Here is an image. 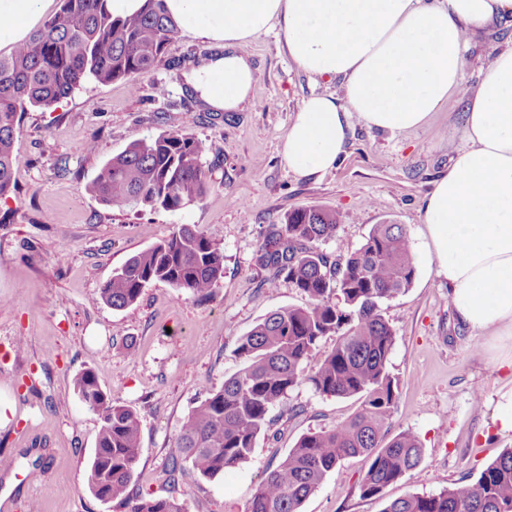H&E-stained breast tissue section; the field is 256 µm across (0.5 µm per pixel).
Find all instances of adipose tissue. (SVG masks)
<instances>
[{"mask_svg": "<svg viewBox=\"0 0 512 512\" xmlns=\"http://www.w3.org/2000/svg\"><path fill=\"white\" fill-rule=\"evenodd\" d=\"M53 0H0V49L24 42ZM181 29L222 48L197 85L213 109L250 99L255 70L246 45L280 26L288 55L342 94L303 99L281 156L299 178L335 168L354 125L388 133L426 126L449 99L462 105L448 172L424 201L428 251L418 255L448 284L461 322L485 336L512 335V37L465 72L469 47L512 23V0H165Z\"/></svg>", "mask_w": 512, "mask_h": 512, "instance_id": "ef3b65f1", "label": "adipose tissue"}]
</instances>
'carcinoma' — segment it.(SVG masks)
Returning <instances> with one entry per match:
<instances>
[{"mask_svg":"<svg viewBox=\"0 0 512 512\" xmlns=\"http://www.w3.org/2000/svg\"><path fill=\"white\" fill-rule=\"evenodd\" d=\"M105 3L61 0L26 41L0 55V198L16 190L14 142L24 112L54 109L88 80L108 83L149 73L180 31L164 0H145L141 12L123 20L112 18ZM206 152L205 142L180 133L138 140L106 161L84 191L110 206L179 210L208 190ZM339 225V214L321 206L295 209L271 225L257 262L272 269L270 283H289L308 303L278 309L238 338L234 353L243 367L182 420L178 454L168 468L172 483L186 464L211 480L245 462L257 437L273 425L271 412L302 384L320 395L358 397L360 410L329 430L299 438L265 472L248 512H301L306 498L348 457L369 459L359 489L371 498L383 497L420 464L423 448L411 432L386 438L398 386L388 371L395 334L381 305L414 281L410 240L400 224H377L359 248L331 263L317 244L336 236ZM223 275L224 249L196 225L183 224L113 271L99 298L123 309L146 286L163 282L205 300ZM327 336L336 337V345L307 371L309 357ZM74 390L99 420L85 475L89 492L111 512H186L174 493L145 497L133 491L143 451L139 413L113 404L90 370L77 374ZM383 512H512V450L475 479L437 494L395 499Z\"/></svg>","mask_w":512,"mask_h":512,"instance_id":"cac0c4a2","label":"carcinoma"}]
</instances>
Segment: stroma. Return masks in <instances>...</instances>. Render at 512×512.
Listing matches in <instances>:
<instances>
[{"label": "stroma", "instance_id": "obj_1", "mask_svg": "<svg viewBox=\"0 0 512 512\" xmlns=\"http://www.w3.org/2000/svg\"><path fill=\"white\" fill-rule=\"evenodd\" d=\"M253 95L233 112L214 111L194 74L218 49L180 31L154 69L136 81L86 82L55 110L26 112L15 143L16 194L0 200V403L12 412L0 427V512H107L84 476L99 421L74 392L91 370L114 402L142 421V455L133 488L176 491L186 512H246L265 470L298 439L333 428L361 403L302 385L273 413L276 438L259 436L250 457L224 477L184 470L170 488L167 465L184 416L198 397L219 389L242 363L234 349L271 312L305 305L288 283L272 287L255 263L269 225L308 206L336 210L335 238L319 251L340 259L378 224L403 225L413 251L428 241L423 201L448 169V133L461 109L448 102L420 129L392 135L355 125L335 169L294 176L280 151L293 115L311 93L340 92L312 80L290 60L279 30L252 40ZM179 132L205 141L210 188L176 211L107 206L84 182L132 142ZM95 151H85L87 141ZM194 224L224 249V276L205 302L165 283L145 288L121 310L102 303L101 285L132 255ZM395 333L388 370L398 386L388 432L411 431L424 448L419 466L383 498L361 495L369 462L344 459L303 503L302 512H383L388 501L433 494L476 478L506 450L512 432L495 420L512 391V338L480 336L459 321L448 285L417 266L412 286L386 302Z\"/></svg>", "mask_w": 512, "mask_h": 512}]
</instances>
